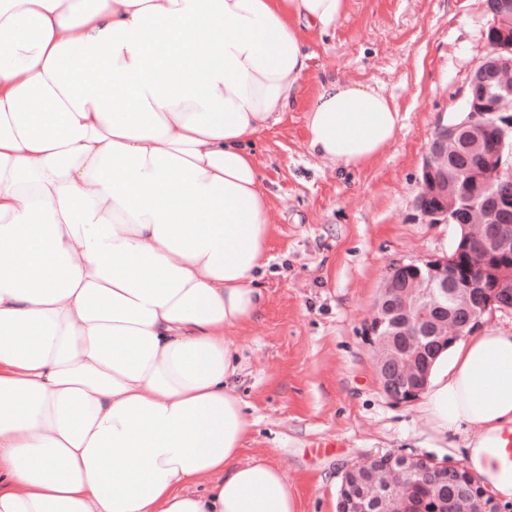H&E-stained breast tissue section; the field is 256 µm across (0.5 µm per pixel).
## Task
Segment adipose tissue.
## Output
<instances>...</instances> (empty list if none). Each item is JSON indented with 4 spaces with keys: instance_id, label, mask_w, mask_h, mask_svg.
Here are the masks:
<instances>
[{
    "instance_id": "adipose-tissue-1",
    "label": "adipose tissue",
    "mask_w": 512,
    "mask_h": 512,
    "mask_svg": "<svg viewBox=\"0 0 512 512\" xmlns=\"http://www.w3.org/2000/svg\"><path fill=\"white\" fill-rule=\"evenodd\" d=\"M348 0H0V512H298L243 455L231 330L272 231L255 138ZM312 154L373 162L402 127L330 78ZM512 502V330L435 359L418 405Z\"/></svg>"
}]
</instances>
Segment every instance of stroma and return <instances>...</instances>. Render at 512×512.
Instances as JSON below:
<instances>
[{"instance_id":"1","label":"stroma","mask_w":512,"mask_h":512,"mask_svg":"<svg viewBox=\"0 0 512 512\" xmlns=\"http://www.w3.org/2000/svg\"><path fill=\"white\" fill-rule=\"evenodd\" d=\"M484 0H349L308 40L296 102L255 139L272 212L258 319L235 329V380L253 427L245 457L282 466L299 512H337L346 464L392 452L456 466L416 403L380 388L367 327L388 267L446 254L459 228L416 206L427 145L458 116L486 52ZM331 77L373 88L403 127L370 165L345 171L307 146L305 111Z\"/></svg>"}]
</instances>
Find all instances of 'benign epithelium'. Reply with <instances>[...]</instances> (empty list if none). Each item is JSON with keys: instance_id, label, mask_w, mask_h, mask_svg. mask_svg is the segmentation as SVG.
Here are the masks:
<instances>
[{"instance_id": "benign-epithelium-1", "label": "benign epithelium", "mask_w": 512, "mask_h": 512, "mask_svg": "<svg viewBox=\"0 0 512 512\" xmlns=\"http://www.w3.org/2000/svg\"><path fill=\"white\" fill-rule=\"evenodd\" d=\"M490 11L495 12L492 27L497 33L487 39L490 51L470 74L465 115L439 125L423 158L416 208L429 224H448L457 211L470 208L464 194L448 192V146L480 150L492 137L495 151L471 176L488 189L512 177V3L498 0L485 9ZM488 115L495 119L487 121ZM510 210L492 194L483 208V222L489 230L483 242L464 225L450 253L421 265L400 262L389 268L374 305L368 340L374 350L377 380L394 402L419 398L439 351L500 308L499 288L512 272V225L503 223ZM450 288L470 304L468 321L452 329L448 328ZM363 465L362 461L347 466L338 512H395L382 510V487L375 475L358 472ZM390 472L424 473L435 483L451 480L484 501L481 512H497L494 500L458 468L450 471L431 460L393 454Z\"/></svg>"}]
</instances>
